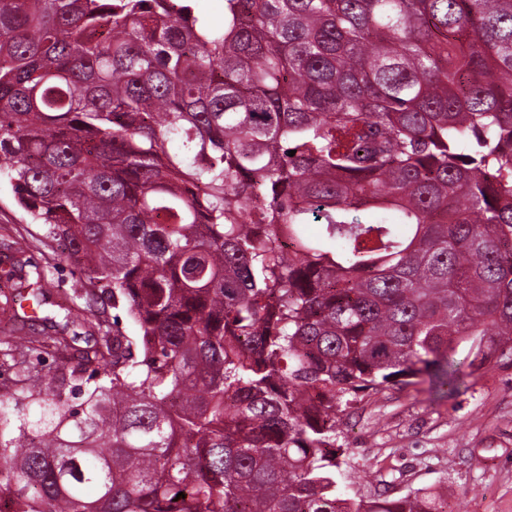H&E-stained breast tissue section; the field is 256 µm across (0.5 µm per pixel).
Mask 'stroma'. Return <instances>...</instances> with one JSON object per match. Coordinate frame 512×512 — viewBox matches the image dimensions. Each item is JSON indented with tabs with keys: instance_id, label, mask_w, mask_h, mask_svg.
I'll list each match as a JSON object with an SVG mask.
<instances>
[{
	"instance_id": "35a3bbf8",
	"label": "stroma",
	"mask_w": 512,
	"mask_h": 512,
	"mask_svg": "<svg viewBox=\"0 0 512 512\" xmlns=\"http://www.w3.org/2000/svg\"><path fill=\"white\" fill-rule=\"evenodd\" d=\"M9 186L0 184V337L50 333L51 322L79 305L90 282L61 252L44 256L48 284L41 321L24 317L12 275L24 256L15 243L41 238ZM336 471L348 497H400L419 489L448 498L449 512H512V361L495 360L464 376L443 398L428 384L388 389L347 409L338 428Z\"/></svg>"
}]
</instances>
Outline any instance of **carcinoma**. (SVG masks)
I'll return each mask as SVG.
<instances>
[{"instance_id":"obj_1","label":"carcinoma","mask_w":512,"mask_h":512,"mask_svg":"<svg viewBox=\"0 0 512 512\" xmlns=\"http://www.w3.org/2000/svg\"><path fill=\"white\" fill-rule=\"evenodd\" d=\"M0 180L93 283L0 340L11 512H448L336 429L512 358V0H0Z\"/></svg>"}]
</instances>
